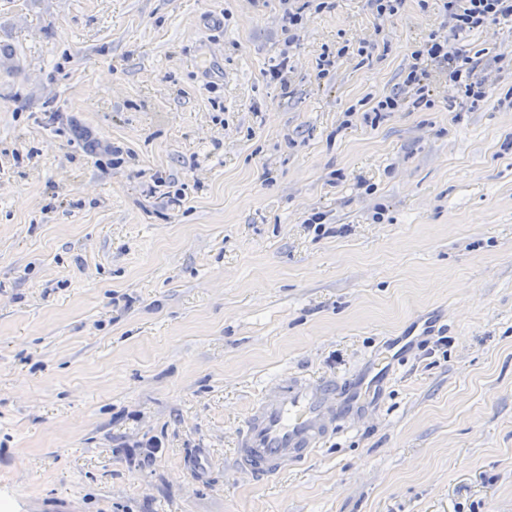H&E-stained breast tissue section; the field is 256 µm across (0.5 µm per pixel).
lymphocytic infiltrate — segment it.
<instances>
[{"label":"lymphocytic infiltrate","instance_id":"f902f5d3","mask_svg":"<svg viewBox=\"0 0 512 512\" xmlns=\"http://www.w3.org/2000/svg\"><path fill=\"white\" fill-rule=\"evenodd\" d=\"M443 9L447 34H430L416 45L413 62L404 75L402 93L377 101L372 109L374 116L432 108L428 80L434 70L457 86L465 99L475 103L487 98L489 89L477 74L481 61L467 53L462 41L468 33L512 19V0H445Z\"/></svg>","mask_w":512,"mask_h":512}]
</instances>
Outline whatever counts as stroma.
Instances as JSON below:
<instances>
[{
    "label": "stroma",
    "mask_w": 512,
    "mask_h": 512,
    "mask_svg": "<svg viewBox=\"0 0 512 512\" xmlns=\"http://www.w3.org/2000/svg\"><path fill=\"white\" fill-rule=\"evenodd\" d=\"M287 8L0 0V512H512V20L464 40L491 97L437 77L373 125L442 0H335L291 39ZM425 315L447 345L353 428L238 471L268 382L357 377ZM120 450L123 451L126 460L129 464H134L137 462V466L145 467L146 465H150V463L155 458L156 453L159 452L161 448V443L157 440L148 439L146 441H136L132 444L122 443L119 447ZM133 448H144L139 454L133 453Z\"/></svg>",
    "instance_id": "35a3bbf8"
}]
</instances>
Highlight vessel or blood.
Listing matches in <instances>:
<instances>
[{
	"mask_svg": "<svg viewBox=\"0 0 512 512\" xmlns=\"http://www.w3.org/2000/svg\"><path fill=\"white\" fill-rule=\"evenodd\" d=\"M400 354L375 352L371 368L357 384L334 377L280 378L265 386L239 432L235 461L239 471L273 476L310 459L324 440L379 396Z\"/></svg>",
	"mask_w": 512,
	"mask_h": 512,
	"instance_id": "vessel-or-blood-1",
	"label": "vessel or blood"
}]
</instances>
